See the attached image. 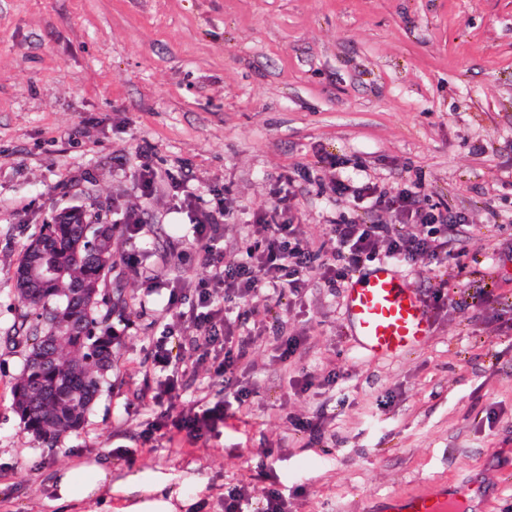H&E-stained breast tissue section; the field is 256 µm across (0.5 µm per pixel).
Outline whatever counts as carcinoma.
Wrapping results in <instances>:
<instances>
[{
    "label": "carcinoma",
    "instance_id": "1",
    "mask_svg": "<svg viewBox=\"0 0 512 512\" xmlns=\"http://www.w3.org/2000/svg\"><path fill=\"white\" fill-rule=\"evenodd\" d=\"M115 231L112 224H45L16 268L19 282L41 250L55 270L34 288L31 303L21 304L10 337L25 347L13 410L38 437L79 429L112 370V315L127 309L122 289L106 288ZM74 283L88 290L85 298H70Z\"/></svg>",
    "mask_w": 512,
    "mask_h": 512
}]
</instances>
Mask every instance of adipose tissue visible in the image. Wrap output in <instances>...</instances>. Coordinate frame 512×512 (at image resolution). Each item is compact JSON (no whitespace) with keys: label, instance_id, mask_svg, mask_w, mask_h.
<instances>
[{"label":"adipose tissue","instance_id":"adipose-tissue-1","mask_svg":"<svg viewBox=\"0 0 512 512\" xmlns=\"http://www.w3.org/2000/svg\"><path fill=\"white\" fill-rule=\"evenodd\" d=\"M54 506L62 512L86 505L88 512H112V469L90 458L58 471L53 483Z\"/></svg>","mask_w":512,"mask_h":512}]
</instances>
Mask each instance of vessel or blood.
Returning <instances> with one entry per match:
<instances>
[{
    "label": "vessel or blood",
    "mask_w": 512,
    "mask_h": 512,
    "mask_svg": "<svg viewBox=\"0 0 512 512\" xmlns=\"http://www.w3.org/2000/svg\"><path fill=\"white\" fill-rule=\"evenodd\" d=\"M349 331L367 354L394 357L419 348L432 333L429 307L381 262L352 277L344 290ZM404 512H468L463 497L424 489L407 496Z\"/></svg>",
    "instance_id": "b4317fda"
}]
</instances>
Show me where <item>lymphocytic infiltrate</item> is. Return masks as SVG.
Listing matches in <instances>:
<instances>
[{
  "instance_id": "obj_1",
  "label": "lymphocytic infiltrate",
  "mask_w": 512,
  "mask_h": 512,
  "mask_svg": "<svg viewBox=\"0 0 512 512\" xmlns=\"http://www.w3.org/2000/svg\"><path fill=\"white\" fill-rule=\"evenodd\" d=\"M289 178L279 175L274 181V206L257 209L252 214L254 223L263 225L265 237L247 250L245 256L216 252L213 246L218 225L228 223L231 212L223 205L203 207L197 197L186 195L174 203L176 209L186 211L193 226L194 237L202 247L195 254L184 255V262L210 268L209 288L200 292L198 303L206 305L209 289L224 291L226 321L217 325L215 313L184 312L186 321L193 324L199 335L214 339L224 337V360L221 372L230 373L248 354L253 343L246 336L249 325L265 323L274 306L285 294L300 296L310 274L320 276L326 288L337 291L344 287L350 274L364 261L378 258L413 266L420 261L438 265L447 259L457 239L448 235L452 224L465 223L464 215L449 214L437 206H423L419 192L403 189L389 193L375 183L366 181L350 185L333 180L337 194L353 200H367L371 207H382L399 217V225L360 224L344 221L333 224L328 238L318 246L309 245L293 224L290 215L295 207V196L288 190ZM410 224H422L426 235L407 232ZM250 391L240 387L225 394L223 400L206 405L193 415L181 418L178 428L189 435L213 431L238 414ZM224 512H286L285 502L278 490H269L260 499H253L247 486L237 485L224 493Z\"/></svg>"
}]
</instances>
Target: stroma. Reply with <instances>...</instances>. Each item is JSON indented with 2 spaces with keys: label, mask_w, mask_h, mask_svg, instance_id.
<instances>
[{
  "label": "stroma",
  "mask_w": 512,
  "mask_h": 512,
  "mask_svg": "<svg viewBox=\"0 0 512 512\" xmlns=\"http://www.w3.org/2000/svg\"><path fill=\"white\" fill-rule=\"evenodd\" d=\"M146 165L228 206L215 246L238 255L265 234L249 215L274 203L277 175H293L292 221L312 242L342 218L396 221L332 177L420 185L469 224L464 255L400 269L429 305L430 339L365 354L341 297L311 276L256 327L230 382L251 391L238 418L187 437L175 420L201 394L224 397V352L179 320L209 270L179 265L197 244L166 186L143 196ZM71 207L117 223L108 280L128 309L112 319L110 386L79 431L43 439L11 405L14 272ZM131 207L142 232L118 224ZM288 336L303 345L285 361ZM159 341L169 365L154 362ZM319 410L312 445L290 419ZM90 457L112 468L114 512L146 484L177 512H224L236 484L279 489L287 512H367L447 482L481 487L474 512H512V0H0V512H55L56 474Z\"/></svg>",
  "instance_id": "35a3bbf8"
}]
</instances>
